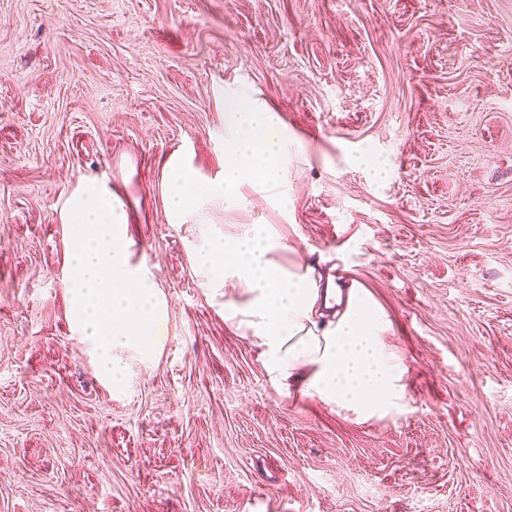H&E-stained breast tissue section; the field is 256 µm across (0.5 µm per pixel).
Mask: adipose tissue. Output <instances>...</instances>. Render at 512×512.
<instances>
[{"label": "adipose tissue", "instance_id": "1", "mask_svg": "<svg viewBox=\"0 0 512 512\" xmlns=\"http://www.w3.org/2000/svg\"><path fill=\"white\" fill-rule=\"evenodd\" d=\"M289 159L288 138L266 105L242 92L225 95L221 179L200 182L182 157L165 164L172 223L199 222L209 205L241 208L246 199L240 187L248 181L286 203ZM58 219L68 240L62 278L70 328L103 381L123 389L121 354L156 356L167 300L146 265L132 259L126 201L109 183L80 182L61 202ZM283 249L268 225L252 224L231 238L209 233L195 254L202 287L223 299L225 322L257 347L268 380L366 420L401 408L407 368L386 344L385 314L356 287L343 307L332 308L339 284L322 280L309 266H284Z\"/></svg>", "mask_w": 512, "mask_h": 512}]
</instances>
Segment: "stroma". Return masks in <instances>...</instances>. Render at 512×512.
<instances>
[{
	"instance_id": "35a3bbf8",
	"label": "stroma",
	"mask_w": 512,
	"mask_h": 512,
	"mask_svg": "<svg viewBox=\"0 0 512 512\" xmlns=\"http://www.w3.org/2000/svg\"><path fill=\"white\" fill-rule=\"evenodd\" d=\"M231 90L286 133L290 204L170 223L164 165L220 178ZM87 177L168 302L120 392L61 279ZM248 224L387 315L401 411L270 384L193 264ZM0 512H512V0H0Z\"/></svg>"
}]
</instances>
